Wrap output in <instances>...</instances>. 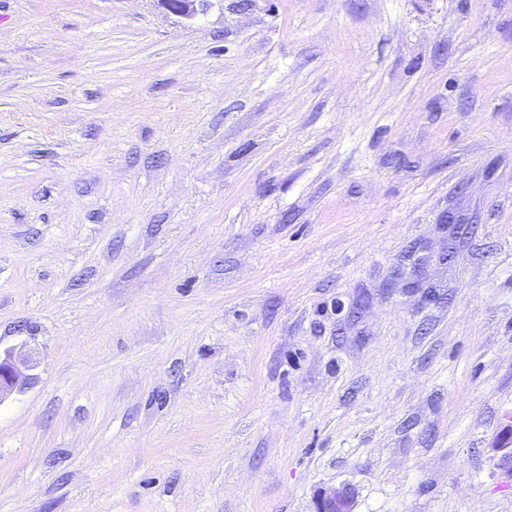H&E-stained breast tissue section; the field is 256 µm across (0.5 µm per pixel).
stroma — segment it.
Here are the masks:
<instances>
[{"label":"stroma","instance_id":"1","mask_svg":"<svg viewBox=\"0 0 512 512\" xmlns=\"http://www.w3.org/2000/svg\"><path fill=\"white\" fill-rule=\"evenodd\" d=\"M0 346V512H512V0H0ZM206 0H158L167 11L188 20L195 19ZM31 370L32 366L25 361L17 359L13 349L0 348V404L4 399L16 391H21L34 379L30 374L22 371ZM353 496L348 488H330L320 491L316 512H352Z\"/></svg>","mask_w":512,"mask_h":512}]
</instances>
